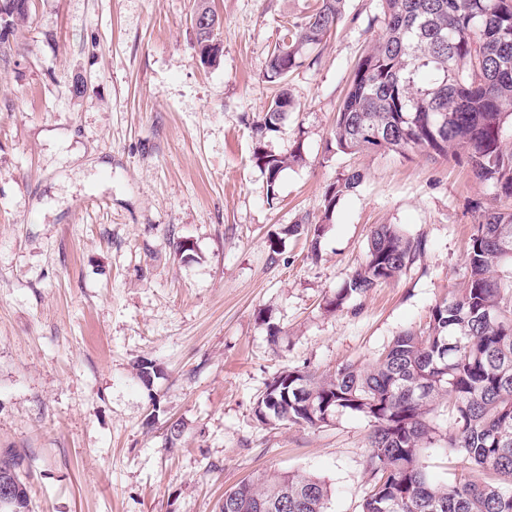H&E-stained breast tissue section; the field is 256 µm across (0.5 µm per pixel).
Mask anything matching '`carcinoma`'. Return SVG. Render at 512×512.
I'll return each mask as SVG.
<instances>
[{"instance_id":"obj_1","label":"carcinoma","mask_w":512,"mask_h":512,"mask_svg":"<svg viewBox=\"0 0 512 512\" xmlns=\"http://www.w3.org/2000/svg\"><path fill=\"white\" fill-rule=\"evenodd\" d=\"M25 0H0V56L11 49ZM385 28L357 61L336 116L338 151L389 149L465 155L474 176L509 205L481 214L466 253L464 288L436 304L428 324L403 331L371 363H343L326 377L299 369L275 374L256 402L264 423L320 428L346 413L367 420L366 491L360 512H512V283L494 277L512 262V0H382ZM343 0H318L304 24L284 28L268 53L265 81L279 86L309 50L338 27ZM281 89L252 123L253 158L267 175L266 199L277 198L281 172L303 160V143L287 155L267 149L288 113ZM362 175L341 174L324 194L325 213L356 189ZM423 241L392 224L371 234L364 261L326 301L339 310L412 265ZM451 423L446 447L464 456L448 483L422 461L438 441L430 415ZM0 475L19 492L10 512H27L17 461L0 459ZM326 481L307 473L261 475L224 491L219 512H329Z\"/></svg>"}]
</instances>
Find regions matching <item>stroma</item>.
Listing matches in <instances>:
<instances>
[{"label":"stroma","mask_w":512,"mask_h":512,"mask_svg":"<svg viewBox=\"0 0 512 512\" xmlns=\"http://www.w3.org/2000/svg\"><path fill=\"white\" fill-rule=\"evenodd\" d=\"M211 5L213 67L196 52L194 0H34L0 60V450L21 456L30 512H219L226 489L274 471L318 476L330 512H358L367 420L265 425L255 402L281 369L364 365L424 327L465 283L479 211L500 204L465 160L332 146L381 0H345L337 31L289 74L288 119L267 145L300 141L305 157L268 204L251 123L277 92L269 49L316 0ZM349 170L361 185L325 213ZM303 217L325 227L318 250L290 231ZM379 224L424 252L327 310ZM143 360L158 369L149 386ZM362 182V175L356 170L341 174L336 181L328 185L324 194L325 213H330L336 207L342 196L356 189Z\"/></svg>","instance_id":"1"}]
</instances>
